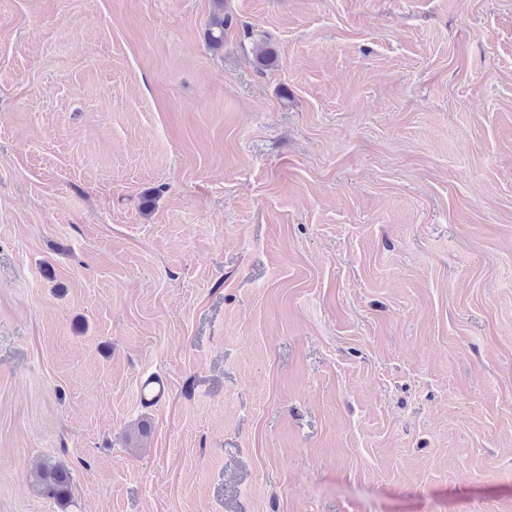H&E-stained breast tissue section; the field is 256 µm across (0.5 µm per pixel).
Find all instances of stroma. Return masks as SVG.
I'll return each mask as SVG.
<instances>
[{"mask_svg": "<svg viewBox=\"0 0 512 512\" xmlns=\"http://www.w3.org/2000/svg\"><path fill=\"white\" fill-rule=\"evenodd\" d=\"M212 9L0 0V512H512V0ZM232 23V17L224 13V0H214V7L206 30L209 46L220 50L224 46V31ZM167 393L165 380L158 376H150L142 380L138 387V397L144 405H154L162 401ZM41 493L57 501H66L71 491L69 471L60 463L48 462L37 473Z\"/></svg>", "mask_w": 512, "mask_h": 512, "instance_id": "1", "label": "stroma"}]
</instances>
